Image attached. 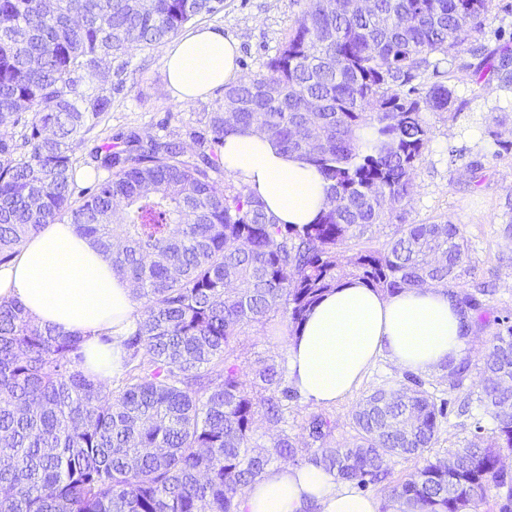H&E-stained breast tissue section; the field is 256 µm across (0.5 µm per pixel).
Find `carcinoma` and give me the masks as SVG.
Listing matches in <instances>:
<instances>
[{
  "label": "carcinoma",
  "mask_w": 512,
  "mask_h": 512,
  "mask_svg": "<svg viewBox=\"0 0 512 512\" xmlns=\"http://www.w3.org/2000/svg\"><path fill=\"white\" fill-rule=\"evenodd\" d=\"M491 0H308L265 71L224 87L208 113L214 143L259 130L304 155L328 183L313 224H279L251 193H224L218 154L185 159L174 139L135 133L119 151L95 149L109 176L76 193V149L111 107L79 96L84 72L112 71L134 46L156 48L224 0H0V265L31 236L68 219L112 256L143 301L122 343L123 370L104 384L82 370L78 333L41 328L15 302L0 303V512H241L246 488L275 458L293 459L280 435L253 453L258 416L282 422L284 368L245 378L233 343L240 329L282 310L291 335L327 292L356 279L394 294L446 288L468 251L455 224H403L381 251L362 245L386 203L407 204L430 135L423 111L450 108L443 83L423 97L427 55L460 52L488 20ZM480 67L512 89V58ZM357 249L346 263L341 249ZM454 296L471 330L477 294ZM464 362L440 384L461 390ZM480 385L466 394L493 421L447 457L434 451L447 418L424 383L384 384L357 404L355 436L332 445L336 422H305L307 462L365 487L397 458L420 466L385 495L379 512H480L503 491L512 512V325L490 339Z\"/></svg>",
  "instance_id": "cac0c4a2"
}]
</instances>
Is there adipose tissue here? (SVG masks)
Returning a JSON list of instances; mask_svg holds the SVG:
<instances>
[{
	"label": "adipose tissue",
	"instance_id": "1",
	"mask_svg": "<svg viewBox=\"0 0 512 512\" xmlns=\"http://www.w3.org/2000/svg\"><path fill=\"white\" fill-rule=\"evenodd\" d=\"M240 47L222 29L205 26L163 50L167 78L191 101L238 73ZM223 163L282 224H308L327 206L317 169L256 130L224 138ZM19 301L35 324L83 337L85 372L102 383L121 367L122 341L135 329L129 280L73 224L48 225L0 266V301ZM469 337L452 294L420 288L387 294L343 281L312 309L288 343L292 386L330 405L359 385L379 356L399 369L425 374L464 355ZM242 512H378L373 497L336 482L309 463L267 472L243 496Z\"/></svg>",
	"mask_w": 512,
	"mask_h": 512
}]
</instances>
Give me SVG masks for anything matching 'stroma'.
<instances>
[{
  "instance_id": "35a3bbf8",
  "label": "stroma",
  "mask_w": 512,
  "mask_h": 512,
  "mask_svg": "<svg viewBox=\"0 0 512 512\" xmlns=\"http://www.w3.org/2000/svg\"><path fill=\"white\" fill-rule=\"evenodd\" d=\"M511 1L496 0L497 7L482 32L459 56L430 55L432 67L421 77L422 87L438 82L440 73L450 72L455 103L450 111L425 113L430 141L415 164L413 198L403 205L388 206L384 223L374 225L366 235L371 247L381 249L403 224L458 225L469 251L452 289L468 291L481 281L492 286L491 294L483 298L488 323L473 331L464 355L470 365L465 385L470 389L477 385V367L500 322H512V240L503 235L505 224L512 221V211L505 207L512 194V152L501 148L503 142H512V90L500 89L491 73L477 72L480 58L475 54L483 47L512 56V11L504 9ZM306 7L307 0H224L223 9L202 18L201 23L223 28L225 35L238 41V77L246 80L263 72ZM80 88L89 94L107 88L112 91L109 111L76 151L82 172L88 168L91 148L121 149L123 137L131 132L145 138H177L187 159L194 162L213 150L207 114L222 100L223 90L193 101L179 100L167 82L162 49H131L123 61L113 62L111 72L84 75ZM288 336V318L280 311L267 325L243 327L235 342L243 375L252 376L263 363L287 360ZM405 378V372L387 357H379L358 387L335 404L322 408L298 394L289 400L281 424L258 420L252 446L255 451H265L285 434L299 442L297 459L305 461L311 450L303 445L302 426L310 414L319 411L336 421L333 442L348 444L354 436L352 412L356 405L382 384Z\"/></svg>"
}]
</instances>
